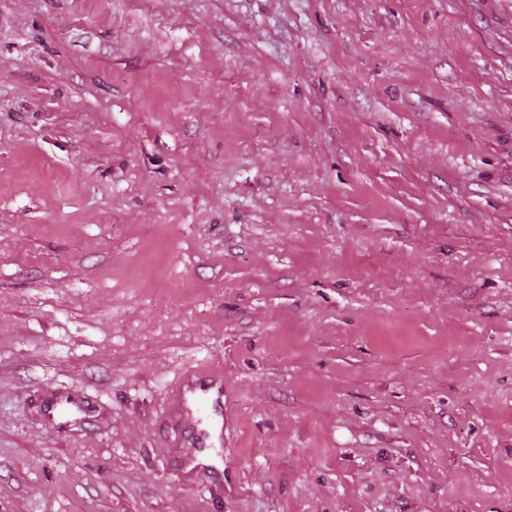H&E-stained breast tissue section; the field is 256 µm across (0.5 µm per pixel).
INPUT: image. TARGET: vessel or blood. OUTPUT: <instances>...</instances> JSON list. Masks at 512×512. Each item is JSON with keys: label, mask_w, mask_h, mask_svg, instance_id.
<instances>
[{"label": "vessel or blood", "mask_w": 512, "mask_h": 512, "mask_svg": "<svg viewBox=\"0 0 512 512\" xmlns=\"http://www.w3.org/2000/svg\"><path fill=\"white\" fill-rule=\"evenodd\" d=\"M172 399L174 409L169 420L173 428L184 431L189 438V447L183 452L184 475L204 489L219 486L218 471L211 462L209 452L221 440L223 433L222 426L211 423L213 416L218 415L222 408V379L188 373L175 387ZM85 410L81 399L72 395H58L48 402L45 412L53 425L61 427L74 414Z\"/></svg>", "instance_id": "obj_1"}]
</instances>
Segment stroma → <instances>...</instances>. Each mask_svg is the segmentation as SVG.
<instances>
[{
	"instance_id": "obj_1",
	"label": "stroma",
	"mask_w": 512,
	"mask_h": 512,
	"mask_svg": "<svg viewBox=\"0 0 512 512\" xmlns=\"http://www.w3.org/2000/svg\"><path fill=\"white\" fill-rule=\"evenodd\" d=\"M0 512H512V0H0ZM174 410L168 415L173 426L190 437L189 449H183V473L198 487L219 488V472L211 463L208 451H216L222 440L223 425L218 419L223 404V380L196 372L186 374L172 392ZM217 421L209 430L206 426ZM48 420L55 426L66 425L75 413H85L84 402L72 395H59L50 400L45 409Z\"/></svg>"
}]
</instances>
